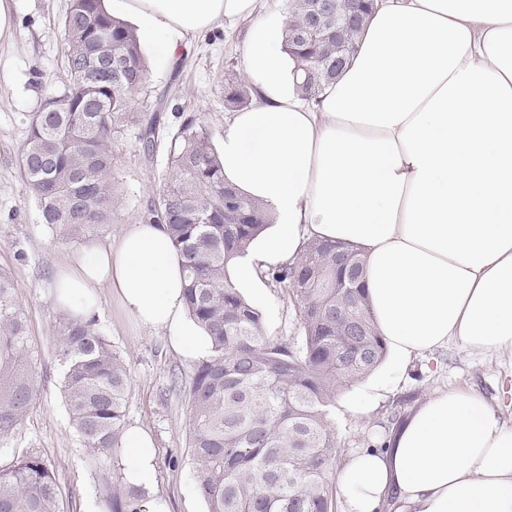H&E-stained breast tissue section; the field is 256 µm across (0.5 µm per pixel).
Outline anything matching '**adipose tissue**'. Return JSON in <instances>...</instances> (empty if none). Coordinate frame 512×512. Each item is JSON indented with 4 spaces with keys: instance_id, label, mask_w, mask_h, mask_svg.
<instances>
[{
    "instance_id": "1",
    "label": "adipose tissue",
    "mask_w": 512,
    "mask_h": 512,
    "mask_svg": "<svg viewBox=\"0 0 512 512\" xmlns=\"http://www.w3.org/2000/svg\"><path fill=\"white\" fill-rule=\"evenodd\" d=\"M167 54L226 20L252 23L244 61L255 101L230 113L224 179L275 222L230 275L291 264L311 239L367 260L371 313L401 361L448 342L512 356V0H380L352 61L318 101H301L259 0H101ZM109 289L137 326L188 361L210 352L189 316L181 257L165 224L136 218L54 273V308L89 320ZM118 462L151 487L156 450L130 426ZM341 512H512V425L469 387L433 393L382 448L338 471Z\"/></svg>"
}]
</instances>
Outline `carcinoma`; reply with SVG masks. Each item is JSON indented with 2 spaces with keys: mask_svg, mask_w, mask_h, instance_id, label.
Here are the masks:
<instances>
[{
  "mask_svg": "<svg viewBox=\"0 0 512 512\" xmlns=\"http://www.w3.org/2000/svg\"><path fill=\"white\" fill-rule=\"evenodd\" d=\"M372 0H329L331 19L309 42L314 0H286L281 49L293 60L296 90L308 102L342 73L366 27ZM352 15L336 27V14ZM68 81L27 116L18 158L39 222L65 244L99 235L117 219L115 171L134 130L144 160L163 132L136 31L72 0L62 22ZM104 80L93 79L99 68ZM254 90L224 75V101L242 108ZM146 215L168 226L184 259L189 315L206 331L211 354L191 380L171 388L189 407L193 483L208 512H336L333 469L340 454L329 407L336 394L373 373L387 347L360 285L366 260L349 246L311 241L298 261L268 271L293 305L301 342L268 336L263 315L231 282L228 267L271 223L264 206L224 183V168L203 120L185 115L170 135L165 181ZM354 283L341 287L344 272ZM70 424L84 448L107 512H146L143 489L110 473L120 448L129 368L97 320L64 314L53 328ZM39 388L27 318L12 274L0 269V449L21 436ZM53 465L23 448L0 466V512H60Z\"/></svg>",
  "mask_w": 512,
  "mask_h": 512,
  "instance_id": "carcinoma-1",
  "label": "carcinoma"
}]
</instances>
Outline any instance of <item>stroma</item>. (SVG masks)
<instances>
[{"instance_id":"stroma-1","label":"stroma","mask_w":512,"mask_h":512,"mask_svg":"<svg viewBox=\"0 0 512 512\" xmlns=\"http://www.w3.org/2000/svg\"><path fill=\"white\" fill-rule=\"evenodd\" d=\"M71 0H14L15 33L0 39V268L12 273L16 294L25 308L30 341L37 353L38 400L29 415L19 447L38 451L55 467L61 512H87L96 497L93 472L70 426L62 392L61 366L54 356L53 325L57 313L48 288L56 267L78 247L53 240L40 224L34 202L18 168V154L28 134L26 116L36 110L47 90L67 80L61 20ZM250 33L246 19L224 21L190 40L175 57L152 44L143 50L150 63L153 89L168 93L164 112L168 130H176L184 113L204 121L213 142L224 135V74L233 69L253 83L241 48ZM168 139L159 142L152 163H144L135 143H128L116 176L123 197L118 224L99 234L107 243L121 224L144 213L166 176ZM262 290L250 294L270 336L296 335L295 315L284 292L259 270ZM98 324L130 368L126 425L148 431L157 448L153 497L167 512H207L193 481L187 446L189 414L182 394L169 391V373L191 377L195 365L173 351L167 336L133 324L110 292L102 294ZM450 386H468L487 400L502 399L512 387V358H488L451 343L435 352L400 362L393 357L330 407L342 455L378 444L385 435L393 405L403 396L426 398Z\"/></svg>"}]
</instances>
